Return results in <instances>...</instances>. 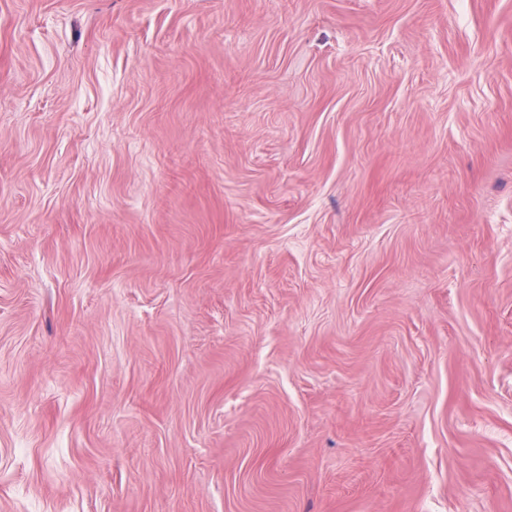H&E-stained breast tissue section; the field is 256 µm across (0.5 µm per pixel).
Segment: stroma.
Returning a JSON list of instances; mask_svg holds the SVG:
<instances>
[{
	"mask_svg": "<svg viewBox=\"0 0 512 512\" xmlns=\"http://www.w3.org/2000/svg\"><path fill=\"white\" fill-rule=\"evenodd\" d=\"M0 512H512V0H0Z\"/></svg>",
	"mask_w": 512,
	"mask_h": 512,
	"instance_id": "stroma-1",
	"label": "stroma"
}]
</instances>
